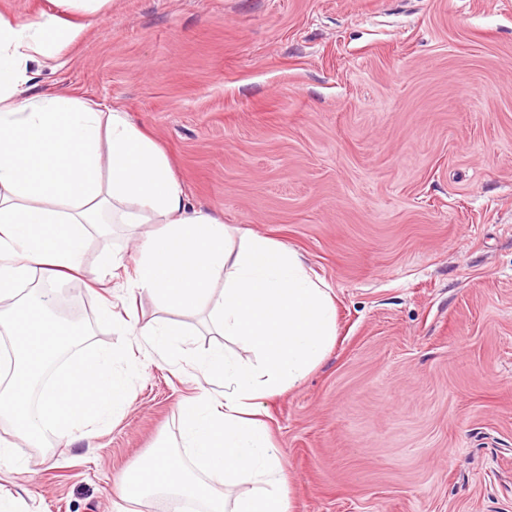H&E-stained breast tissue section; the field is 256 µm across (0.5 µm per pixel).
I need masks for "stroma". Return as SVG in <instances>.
<instances>
[{
  "label": "stroma",
  "instance_id": "35a3bbf8",
  "mask_svg": "<svg viewBox=\"0 0 512 512\" xmlns=\"http://www.w3.org/2000/svg\"><path fill=\"white\" fill-rule=\"evenodd\" d=\"M30 64L129 114L190 205L295 250L336 300V339L267 399L294 512H512V0H107ZM150 225L91 227L112 273ZM88 334L63 362L137 351L98 323L124 290L57 287ZM145 357L121 420L23 451L16 512H119L116 480L179 440L195 318Z\"/></svg>",
  "mask_w": 512,
  "mask_h": 512
}]
</instances>
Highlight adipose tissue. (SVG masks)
<instances>
[{"instance_id": "adipose-tissue-1", "label": "adipose tissue", "mask_w": 512, "mask_h": 512, "mask_svg": "<svg viewBox=\"0 0 512 512\" xmlns=\"http://www.w3.org/2000/svg\"><path fill=\"white\" fill-rule=\"evenodd\" d=\"M81 32L50 14L29 22L0 14V334L12 345L0 372V425L15 436L0 440V472L20 468L21 446L49 436L74 442L77 423L107 409L120 420L132 403L137 357L122 371L110 354L55 368L70 333L50 310L49 286L81 272L89 226L152 224L123 286L148 293L178 321L142 327L133 309L120 317L106 305L101 323L167 356L185 334L182 317L204 310L244 353L192 359L200 392L178 407L182 450L154 452L121 477L118 495L195 501L202 512H292L264 401L323 358L336 337V303L294 250L190 205L163 151L127 113L38 90L29 61L61 53ZM49 368L51 382L40 388ZM216 377L223 392L207 386ZM246 482L253 491L228 495Z\"/></svg>"}]
</instances>
